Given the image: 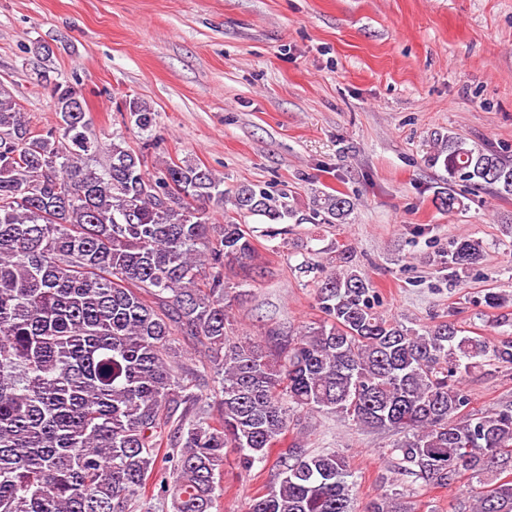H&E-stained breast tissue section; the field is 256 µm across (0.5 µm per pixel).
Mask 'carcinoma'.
I'll return each mask as SVG.
<instances>
[{
    "label": "carcinoma",
    "instance_id": "1",
    "mask_svg": "<svg viewBox=\"0 0 512 512\" xmlns=\"http://www.w3.org/2000/svg\"><path fill=\"white\" fill-rule=\"evenodd\" d=\"M55 124L33 131L0 85V512H215L224 460L246 471L279 447L278 481L247 512H351L354 473L340 451L309 450L295 436L301 415L333 414L399 436L397 468L425 485L463 476L479 484L467 512H512V403L469 412L465 376L512 365V336H471L453 321L417 325L375 306V287L349 244L308 248L295 271L315 274L323 318L295 334H234L231 303L247 290L237 271L264 274L253 230L240 218L343 224L354 202L324 192L310 213L284 194L224 180L188 160L150 173L120 135L102 148L83 98L43 67ZM145 133L154 112L124 104ZM429 162L448 173L434 198L464 206L458 182L512 197V162L449 134ZM231 206L212 224L206 206ZM331 257H323L325 253ZM484 246L462 236L452 270L478 263ZM485 306H512L489 290ZM205 348L220 388V418L191 391L178 337ZM184 405V416L170 414ZM386 489L365 512H412Z\"/></svg>",
    "mask_w": 512,
    "mask_h": 512
}]
</instances>
